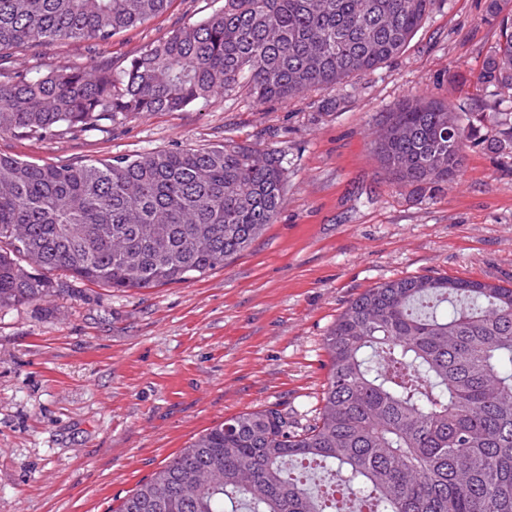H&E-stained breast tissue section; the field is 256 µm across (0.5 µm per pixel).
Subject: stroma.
I'll return each mask as SVG.
<instances>
[{
  "mask_svg": "<svg viewBox=\"0 0 512 512\" xmlns=\"http://www.w3.org/2000/svg\"><path fill=\"white\" fill-rule=\"evenodd\" d=\"M488 0H434L395 58L331 91L253 104L244 92L53 141L0 134V154L43 161L198 148L231 138L282 151L284 204L253 245L187 283L116 290L56 271L67 290L0 311V512H116L169 459L224 419L269 407L304 427L327 381L324 339L347 303L431 273L512 286V164L478 126L458 179L399 186L373 149L385 112L429 96L512 112L480 91L496 46ZM224 0H172L144 26L90 49L69 40L16 53L17 67L111 58Z\"/></svg>",
  "mask_w": 512,
  "mask_h": 512,
  "instance_id": "stroma-1",
  "label": "stroma"
}]
</instances>
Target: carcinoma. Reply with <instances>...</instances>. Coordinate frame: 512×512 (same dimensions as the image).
<instances>
[{"mask_svg":"<svg viewBox=\"0 0 512 512\" xmlns=\"http://www.w3.org/2000/svg\"><path fill=\"white\" fill-rule=\"evenodd\" d=\"M171 0H0V134L53 140L177 112L242 88L258 103L329 90L410 42L433 0H224L112 62L19 70L8 50L69 39L95 48ZM480 88L512 90V15ZM481 112L416 99L374 140L398 184L460 176ZM497 150L512 158V113ZM276 150L233 139L100 160L0 155V310L69 292L48 273L116 289L186 283L248 249L284 203ZM314 423L278 408L225 419L167 461L117 512H335L336 486L367 512H512V286L407 276L352 299L325 337Z\"/></svg>","mask_w":512,"mask_h":512,"instance_id":"1","label":"carcinoma"}]
</instances>
